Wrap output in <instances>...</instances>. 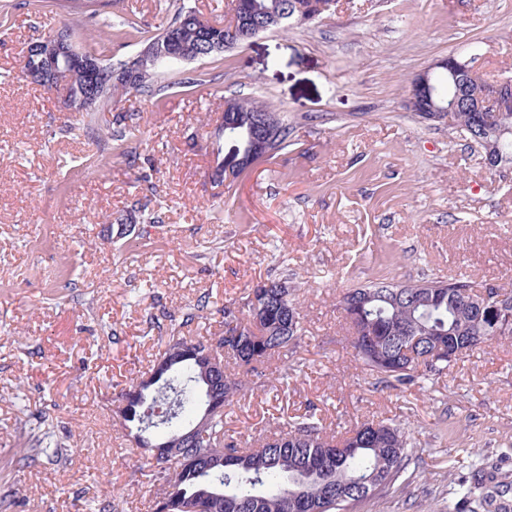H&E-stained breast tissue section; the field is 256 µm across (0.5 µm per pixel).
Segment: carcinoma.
Listing matches in <instances>:
<instances>
[{
  "instance_id": "cac0c4a2",
  "label": "carcinoma",
  "mask_w": 512,
  "mask_h": 512,
  "mask_svg": "<svg viewBox=\"0 0 512 512\" xmlns=\"http://www.w3.org/2000/svg\"><path fill=\"white\" fill-rule=\"evenodd\" d=\"M240 10L268 23V16L284 17L301 5L319 19L320 5L329 0H240ZM175 27L191 59L216 56L205 49L197 28L196 11L180 9L167 23ZM161 65L145 54L139 75L130 83L114 76L105 81L78 68L61 75L70 107L86 115L106 107L116 95L155 93L151 80ZM489 100L479 112L450 113L448 128L466 138L496 147L512 161V109L500 111L491 103L497 82L471 84ZM238 126L218 129L224 149L214 162L238 176L240 162L252 144V127L260 124L278 133L274 153L288 146V127L279 114L255 99L226 101ZM265 301L256 307L251 294L238 306L224 307V332L215 337L219 349L204 354L208 339L168 337L148 377L123 394L116 416L128 436L154 448L155 428L169 439L194 430L193 436L160 449L149 474L157 491L153 512H351L359 502L387 492L406 471L410 458L403 428L383 420L366 421L338 439L329 436L312 415L288 423L287 430L271 431L258 446L245 452L224 441V408L253 378L263 377L266 364L302 337L300 313L289 299L288 281L269 279ZM345 319L353 329L350 345L377 384L410 386L421 377L439 375L455 366L479 343L512 338V288L476 284L466 278L377 282L349 289L342 297ZM64 449L54 431L39 430L35 447L23 461L55 462ZM512 485L508 475L493 470L474 476L463 496L475 504L469 512H509L502 499Z\"/></svg>"
}]
</instances>
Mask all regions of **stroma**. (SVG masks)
Masks as SVG:
<instances>
[{
  "instance_id": "35a3bbf8",
  "label": "stroma",
  "mask_w": 512,
  "mask_h": 512,
  "mask_svg": "<svg viewBox=\"0 0 512 512\" xmlns=\"http://www.w3.org/2000/svg\"><path fill=\"white\" fill-rule=\"evenodd\" d=\"M0 28V487L9 512H150V450L113 409L167 336H212L224 307L287 277L305 336L267 381L224 411V433L316 413L343 433L386 420L410 464L355 512H468L462 476L512 471V339L399 390L355 359L339 310L371 282L464 276L512 283V166L405 105L434 61L479 51L487 78L512 75V0H338L321 20L257 36L216 58L161 66L154 95H119L92 129L66 91L26 79L27 46L70 24L83 51L135 57L180 7L225 24L231 0H112L68 11L45 0ZM228 98L269 103L288 146L225 187L210 178ZM134 114L123 147L106 144ZM193 321H186L187 311ZM67 448L21 459L41 420Z\"/></svg>"
}]
</instances>
